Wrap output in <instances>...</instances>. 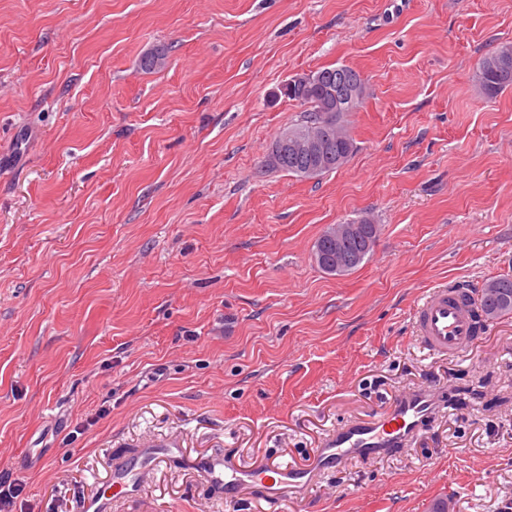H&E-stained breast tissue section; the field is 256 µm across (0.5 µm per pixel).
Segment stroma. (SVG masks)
<instances>
[{"instance_id":"35a3bbf8","label":"stroma","mask_w":512,"mask_h":512,"mask_svg":"<svg viewBox=\"0 0 512 512\" xmlns=\"http://www.w3.org/2000/svg\"><path fill=\"white\" fill-rule=\"evenodd\" d=\"M512 0H0V480L14 512H77L142 439L253 469L433 389L404 447L282 503L162 460L111 512H512V314L430 353L423 293L512 276V89L478 61ZM168 47L165 67L140 59ZM361 72L342 167L263 168L301 108L276 90ZM380 224L324 273L326 225Z\"/></svg>"}]
</instances>
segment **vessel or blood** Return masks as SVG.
I'll return each mask as SVG.
<instances>
[{"label": "vessel or blood", "mask_w": 512, "mask_h": 512, "mask_svg": "<svg viewBox=\"0 0 512 512\" xmlns=\"http://www.w3.org/2000/svg\"><path fill=\"white\" fill-rule=\"evenodd\" d=\"M415 333L430 352L458 356L475 338L471 306L462 289L438 285L425 291L414 311ZM434 410L430 393H406L398 396L383 417L336 429L317 450L306 467L279 466L244 470L221 457L202 463L207 478L225 494H233L245 485L257 486L274 501L287 500L295 489L313 482L318 475L346 460H369L401 447L416 434ZM176 443L148 439L133 466L113 473L112 491L121 497L134 492L142 475L154 468L159 459L179 455Z\"/></svg>", "instance_id": "obj_1"}]
</instances>
